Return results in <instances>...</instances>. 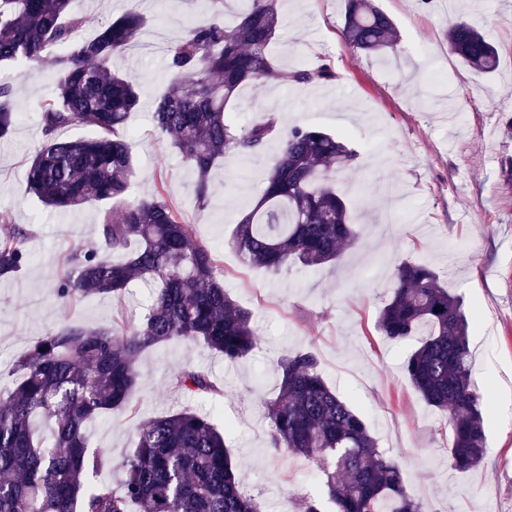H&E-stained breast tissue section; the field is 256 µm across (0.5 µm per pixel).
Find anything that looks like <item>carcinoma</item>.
<instances>
[{"label": "carcinoma", "instance_id": "1", "mask_svg": "<svg viewBox=\"0 0 512 512\" xmlns=\"http://www.w3.org/2000/svg\"><path fill=\"white\" fill-rule=\"evenodd\" d=\"M231 0H199L203 18L186 22L166 49L171 82L155 99L152 123L191 168L200 207L210 176L227 153L249 158L274 140L282 149L251 209L235 224L229 244L245 263L280 275L336 261L356 241L349 203L330 173L354 166L359 151L347 136L295 125L284 132L262 114L236 123L228 105L256 82H329L331 65L288 71L270 55L280 25L278 0H247L229 25ZM72 0H0V70L48 61L54 87L41 105L42 145L28 169L27 191L48 207L67 210L106 202L98 238L68 255L56 294L77 302L120 299L135 281L154 284L151 305L131 332L118 325L62 324L38 338L16 362L19 378L0 391V512H261L242 488L224 434L203 413L179 411L137 428L121 467V490L91 478L111 463L88 444L90 426L129 410L139 387L140 356L162 344H202L236 363L255 348L259 329L249 310L224 290L212 250L194 240L190 225L161 191L129 199L134 161L126 138L140 104L135 79L112 68L146 20L127 11L101 23L91 38L76 30ZM342 36L357 52L384 59L398 51L391 18L371 0H345ZM448 51L474 71L499 65L491 40L466 21L448 30ZM14 88L0 81V139L17 121ZM80 126L89 136L60 140ZM26 233L0 227V279L29 263ZM109 253H122L113 262ZM439 311H434V308ZM381 335L420 337L404 376L429 406L448 414V455L460 471L486 455L481 395L472 379L469 321L460 299L434 268L404 262L391 298L379 309ZM312 350L283 355L277 396L265 402L269 448L320 466L323 495L303 497L298 512H427L406 490L400 463L378 448L361 414L324 380ZM175 385L193 397L221 389L208 371L185 367Z\"/></svg>", "mask_w": 512, "mask_h": 512}]
</instances>
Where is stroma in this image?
I'll return each mask as SVG.
<instances>
[{"label": "stroma", "instance_id": "obj_1", "mask_svg": "<svg viewBox=\"0 0 512 512\" xmlns=\"http://www.w3.org/2000/svg\"><path fill=\"white\" fill-rule=\"evenodd\" d=\"M397 28L399 54L382 64L353 52L341 30L344 0H279L281 29L270 53L282 68L328 60L329 82L245 88L232 104L248 124L274 114L281 128L315 125L352 138L361 158L336 174V189L351 205L360 240L336 266L294 268L273 276L248 266L228 245L241 211L262 187L280 143L243 160L226 154L211 174V197L197 206L195 175L154 131V99L170 81L162 38L179 36L198 11L195 0H72L84 18L83 36L99 22L134 9L148 18L137 41L115 64L133 75L141 104L129 118L136 176L132 195L163 188L194 238L217 256L226 292L253 312L261 338L229 365L205 348L172 342L141 356L142 381L133 411L95 424L91 447L110 453L99 481L119 485L120 462L138 425L171 410L210 414L227 430L226 444L243 484L275 512L284 495L321 491L315 463L269 448L264 399L277 394L278 358L314 351L327 383L364 417L380 449L405 473L408 493L428 512H512V180L502 159L512 157V0H376ZM466 20L496 43L500 63L478 73L448 53V29ZM14 86L18 118L0 144V224L27 234L31 262L0 280V387L16 378L14 364L46 329L64 323L135 325L146 313L148 287L132 283L118 300L94 296L67 303L55 287L75 245L96 239L102 204L60 212L26 191L32 156L43 142L40 106L52 89L49 64L0 76ZM427 263L476 316L469 341L473 377L483 401L486 456L460 472L448 459V416L428 406L407 382L406 357L417 337L391 340L376 328L397 267ZM207 370L223 389L216 399L179 391L173 376L186 365Z\"/></svg>", "mask_w": 512, "mask_h": 512}]
</instances>
